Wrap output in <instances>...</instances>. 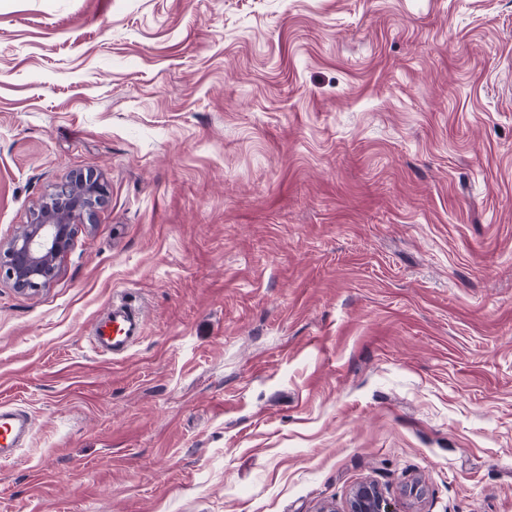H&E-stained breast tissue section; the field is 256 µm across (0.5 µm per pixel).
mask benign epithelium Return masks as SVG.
<instances>
[{
  "instance_id": "benign-epithelium-1",
  "label": "benign epithelium",
  "mask_w": 512,
  "mask_h": 512,
  "mask_svg": "<svg viewBox=\"0 0 512 512\" xmlns=\"http://www.w3.org/2000/svg\"><path fill=\"white\" fill-rule=\"evenodd\" d=\"M106 202V188L93 169L81 170L55 186L25 234L14 237L6 250L0 251V275L19 291L45 287L56 274L57 261L71 245L73 224L94 223ZM342 512L394 510L377 486L366 482L354 488Z\"/></svg>"
}]
</instances>
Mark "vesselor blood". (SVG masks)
I'll use <instances>...</instances> for the list:
<instances>
[{
  "mask_svg": "<svg viewBox=\"0 0 512 512\" xmlns=\"http://www.w3.org/2000/svg\"><path fill=\"white\" fill-rule=\"evenodd\" d=\"M142 311L134 303L113 302L99 318L91 337L95 352L123 357L144 333ZM29 421L19 409L0 406V460L11 457L22 445Z\"/></svg>",
  "mask_w": 512,
  "mask_h": 512,
  "instance_id": "obj_1",
  "label": "vessel or blood"
}]
</instances>
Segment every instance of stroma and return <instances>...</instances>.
Returning <instances> with one entry per match:
<instances>
[{
    "instance_id": "35a3bbf8",
    "label": "stroma",
    "mask_w": 512,
    "mask_h": 512,
    "mask_svg": "<svg viewBox=\"0 0 512 512\" xmlns=\"http://www.w3.org/2000/svg\"><path fill=\"white\" fill-rule=\"evenodd\" d=\"M87 168L0 512H512V0H0V245ZM142 311L127 300L113 301L99 318L91 337V346L97 353L123 357L144 333ZM341 512H395L377 486L366 482L351 492L346 508Z\"/></svg>"
}]
</instances>
